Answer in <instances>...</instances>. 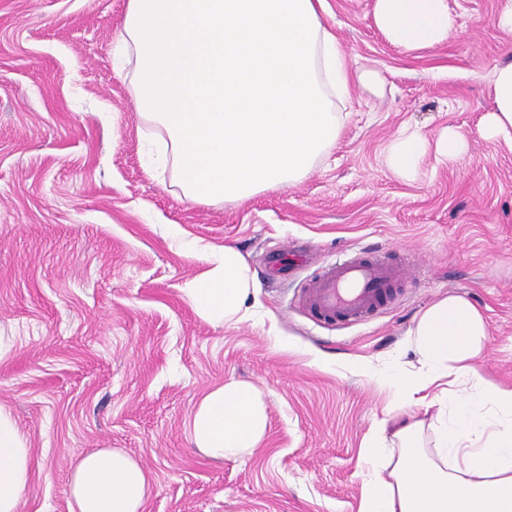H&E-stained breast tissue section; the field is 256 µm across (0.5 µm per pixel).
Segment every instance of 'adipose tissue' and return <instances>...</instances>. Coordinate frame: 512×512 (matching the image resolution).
Returning <instances> with one entry per match:
<instances>
[{"label": "adipose tissue", "instance_id": "1", "mask_svg": "<svg viewBox=\"0 0 512 512\" xmlns=\"http://www.w3.org/2000/svg\"><path fill=\"white\" fill-rule=\"evenodd\" d=\"M323 0H127L119 47L134 58L138 110L162 135L154 158L172 166L185 195L241 202L307 176L341 130L331 96L348 95L349 57L323 23ZM377 27L393 46L432 49L456 32L448 0H375ZM489 135L512 145V60L490 74ZM428 148L418 133L387 147L397 175L417 173ZM208 268L184 290L202 319L244 320L258 285L234 246L204 247ZM489 334L482 311L457 294L415 319L407 352L357 369L386 389L362 461L361 512H512V388L486 380L475 361ZM439 405L431 420L415 406ZM268 425L260 391L231 380L197 405L190 429L201 452L221 461L252 453ZM32 475L29 438L0 408V512H21ZM150 475L119 448L76 464L69 512H141Z\"/></svg>", "mask_w": 512, "mask_h": 512}]
</instances>
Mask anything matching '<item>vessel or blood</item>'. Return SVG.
<instances>
[{"label":"vessel or blood","mask_w":512,"mask_h":512,"mask_svg":"<svg viewBox=\"0 0 512 512\" xmlns=\"http://www.w3.org/2000/svg\"><path fill=\"white\" fill-rule=\"evenodd\" d=\"M400 267L377 257L355 255L324 266L312 279L305 304L324 322L356 323L377 311Z\"/></svg>","instance_id":"vessel-or-blood-1"}]
</instances>
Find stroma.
I'll return each instance as SVG.
<instances>
[{"mask_svg": "<svg viewBox=\"0 0 512 512\" xmlns=\"http://www.w3.org/2000/svg\"><path fill=\"white\" fill-rule=\"evenodd\" d=\"M127 0H0V407L34 460L22 512H68L75 462L122 448L152 478L143 512H359L364 441L389 405L352 371L400 353L416 316L462 294L483 312L477 361L512 386V146L487 139L495 63L512 37L499 0H449L460 32L406 52L373 20L374 0H325L323 19L354 69L341 132L294 186L235 203L188 199L155 168L132 62L116 46ZM466 139L462 157L429 151L405 180L382 162L403 130ZM238 248L260 303L236 324L199 318L183 294L206 268L169 227ZM368 249L407 264L385 306L351 325H317L313 273ZM251 382L267 407L256 451L215 462L189 430L205 393Z\"/></svg>", "mask_w": 512, "mask_h": 512, "instance_id": "obj_1", "label": "stroma"}]
</instances>
